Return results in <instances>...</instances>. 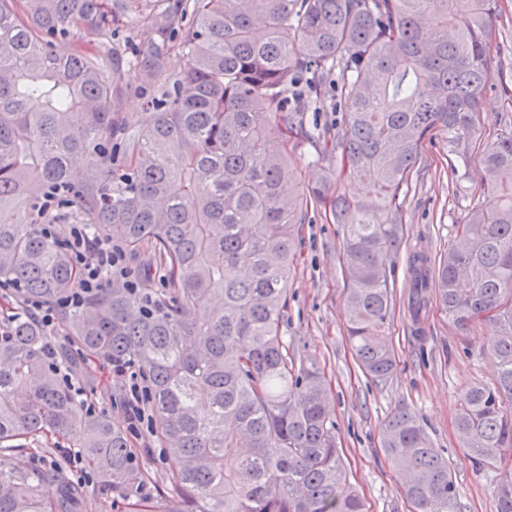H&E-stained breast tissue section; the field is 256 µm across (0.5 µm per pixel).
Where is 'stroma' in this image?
<instances>
[{
  "instance_id": "obj_1",
  "label": "stroma",
  "mask_w": 512,
  "mask_h": 512,
  "mask_svg": "<svg viewBox=\"0 0 512 512\" xmlns=\"http://www.w3.org/2000/svg\"><path fill=\"white\" fill-rule=\"evenodd\" d=\"M496 20L499 36L491 52L490 90L484 96L480 125L484 138L496 137L512 127V100L501 95V80L512 79V0H502ZM421 171L414 175L404 203L403 251L422 249L433 255L448 250L456 240L457 226L464 223L473 202L495 205L491 189L482 187L477 167L463 168L448 150L445 136L425 139L420 149ZM290 159L300 193H307L322 175H329L340 191L368 195V184L325 173L309 143L296 144ZM468 179H459V172ZM342 228L322 210L310 213L296 243L297 261L288 275V308L282 331L290 352L315 358L323 368L334 403L336 441L347 465V480L363 498L367 512H411L395 461L386 455L382 432L388 418L399 409L415 414L442 456L448 459L457 488L456 512H497L494 486L496 471L473 458L455 427L458 399L476 383L494 384L497 367L483 348L484 326L460 331L440 311H430L423 336L409 329L406 312L410 282L405 260L394 273L395 309L391 316V341L396 355L393 375L375 383L355 363L345 331V274ZM97 381L111 388V395L90 397L96 413L126 427L122 400L124 383L112 368L96 364ZM139 448L138 467L148 479L135 495L158 498L173 467L171 460L148 457L144 446L158 447L155 435L133 439Z\"/></svg>"
}]
</instances>
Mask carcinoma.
Returning a JSON list of instances; mask_svg holds the SVG:
<instances>
[{
	"label": "carcinoma",
	"instance_id": "obj_1",
	"mask_svg": "<svg viewBox=\"0 0 512 512\" xmlns=\"http://www.w3.org/2000/svg\"><path fill=\"white\" fill-rule=\"evenodd\" d=\"M499 14L500 0H0V211L15 214L0 224V284L16 304L0 339V512L95 509L62 465L18 458L48 434L80 451L101 497L139 478L127 433L75 392L95 363L145 378L177 462L163 512H365L321 367L282 336L288 273L309 207L328 209L344 230L351 349L367 378L387 380L403 203L433 133L477 157L499 204L473 207L438 258L408 255V314L417 325L434 305L461 330L487 322L498 379L464 391L456 427L478 460L512 453V129L483 144L479 128ZM136 22L154 37L130 52L120 33ZM132 71L146 125L121 108ZM336 72L344 131L317 142L347 178L375 180L370 198L335 195L326 176L303 196L288 157L312 137L301 103ZM77 155L98 181L71 166ZM66 224L112 240L130 275L164 288L96 291L63 312L58 349L27 303L76 284ZM383 436L413 512H455L450 464L415 416L393 413ZM495 492L497 512H512V469Z\"/></svg>",
	"mask_w": 512,
	"mask_h": 512
}]
</instances>
